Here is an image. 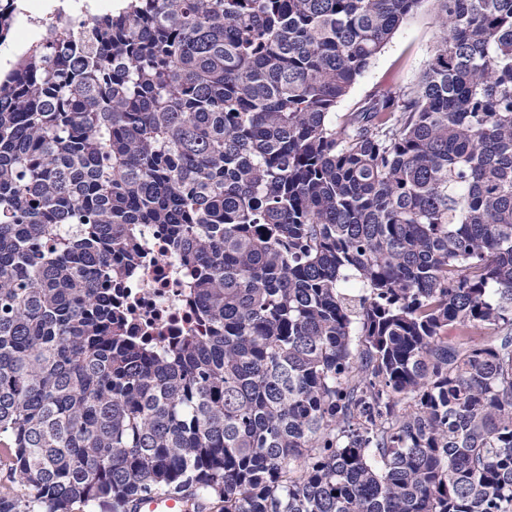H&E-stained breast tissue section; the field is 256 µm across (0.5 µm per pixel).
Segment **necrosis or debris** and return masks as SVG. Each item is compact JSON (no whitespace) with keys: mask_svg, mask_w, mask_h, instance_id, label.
Masks as SVG:
<instances>
[{"mask_svg":"<svg viewBox=\"0 0 512 512\" xmlns=\"http://www.w3.org/2000/svg\"><path fill=\"white\" fill-rule=\"evenodd\" d=\"M139 241L140 259L116 300L127 312V328L150 337L156 353L164 356L178 337L201 329L195 267L171 249L162 225H140Z\"/></svg>","mask_w":512,"mask_h":512,"instance_id":"necrosis-or-debris-1","label":"necrosis or debris"}]
</instances>
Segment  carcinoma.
<instances>
[{
	"instance_id": "cac0c4a2",
	"label": "carcinoma",
	"mask_w": 512,
	"mask_h": 512,
	"mask_svg": "<svg viewBox=\"0 0 512 512\" xmlns=\"http://www.w3.org/2000/svg\"><path fill=\"white\" fill-rule=\"evenodd\" d=\"M424 2L123 0L0 75V512H512V0L335 112ZM140 224L197 267L165 358ZM139 241L140 259L114 300L126 309L127 328L137 336H150L156 353L164 356L178 336L202 330L195 267L171 249L161 224H140ZM136 512H192L191 502L182 495H151L137 500Z\"/></svg>"
}]
</instances>
